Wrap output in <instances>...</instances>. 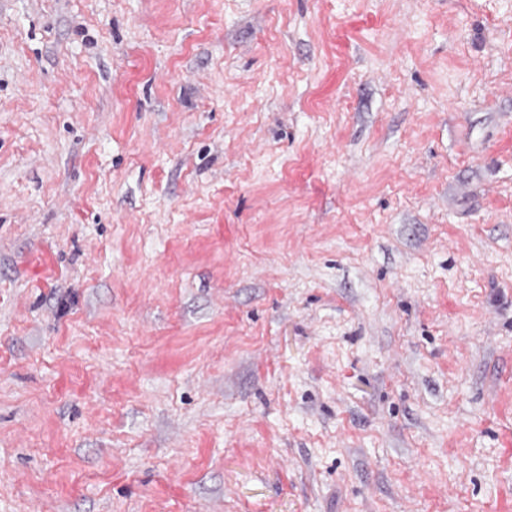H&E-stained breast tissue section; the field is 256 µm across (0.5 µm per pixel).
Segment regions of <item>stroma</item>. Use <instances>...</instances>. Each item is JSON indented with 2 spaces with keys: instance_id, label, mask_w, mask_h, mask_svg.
<instances>
[{
  "instance_id": "stroma-1",
  "label": "stroma",
  "mask_w": 512,
  "mask_h": 512,
  "mask_svg": "<svg viewBox=\"0 0 512 512\" xmlns=\"http://www.w3.org/2000/svg\"><path fill=\"white\" fill-rule=\"evenodd\" d=\"M0 512H512V0H0Z\"/></svg>"
}]
</instances>
